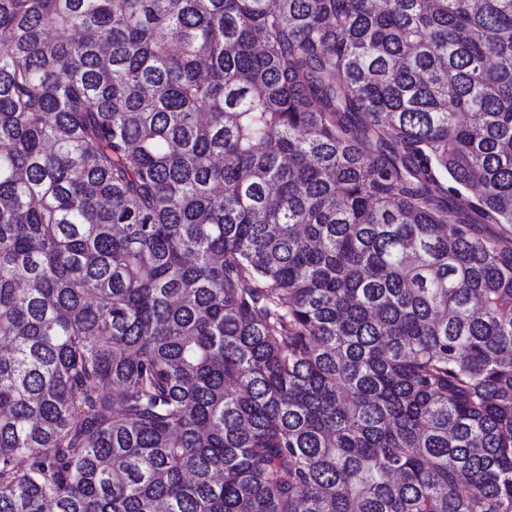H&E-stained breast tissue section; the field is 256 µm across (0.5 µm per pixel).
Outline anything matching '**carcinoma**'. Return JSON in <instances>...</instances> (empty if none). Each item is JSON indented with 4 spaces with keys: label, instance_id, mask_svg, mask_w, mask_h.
<instances>
[{
    "label": "carcinoma",
    "instance_id": "carcinoma-1",
    "mask_svg": "<svg viewBox=\"0 0 512 512\" xmlns=\"http://www.w3.org/2000/svg\"><path fill=\"white\" fill-rule=\"evenodd\" d=\"M0 512H512V0H0Z\"/></svg>",
    "mask_w": 512,
    "mask_h": 512
}]
</instances>
